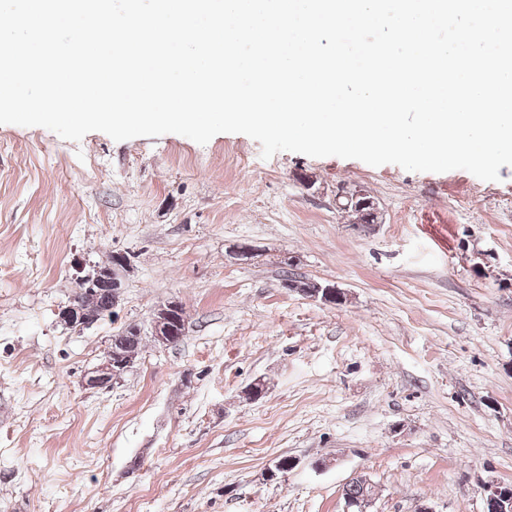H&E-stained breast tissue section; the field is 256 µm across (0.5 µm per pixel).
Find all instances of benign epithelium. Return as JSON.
I'll return each mask as SVG.
<instances>
[{
  "instance_id": "7a95c632",
  "label": "benign epithelium",
  "mask_w": 512,
  "mask_h": 512,
  "mask_svg": "<svg viewBox=\"0 0 512 512\" xmlns=\"http://www.w3.org/2000/svg\"><path fill=\"white\" fill-rule=\"evenodd\" d=\"M130 267V261L122 253H112L107 260L93 267L80 277L79 283L85 287L88 295H97L103 291L112 292V305L104 310L85 308L70 302L58 313L59 322L71 328L84 329L94 325L102 318L112 314L121 294L122 281L120 271ZM302 295L319 299L324 303L343 302V293L332 285L312 282L298 289ZM187 333L186 318L181 316L178 301L170 298L158 305L151 315L150 336L159 347H167ZM136 355L126 352V344H109L105 356L96 367L88 370L82 377V385L91 388H108L121 380L125 372L134 364ZM483 496L497 501L501 512H512V485L497 481L486 482L482 486Z\"/></svg>"
}]
</instances>
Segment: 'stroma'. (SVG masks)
I'll list each match as a JSON object with an SVG mask.
<instances>
[{
	"instance_id": "35a3bbf8",
	"label": "stroma",
	"mask_w": 512,
	"mask_h": 512,
	"mask_svg": "<svg viewBox=\"0 0 512 512\" xmlns=\"http://www.w3.org/2000/svg\"><path fill=\"white\" fill-rule=\"evenodd\" d=\"M499 175L0 125V512H346L359 474L372 512H483L482 485L512 483V166ZM356 187L381 223L342 210ZM113 252L130 259L113 315L65 328L80 270ZM291 274L346 300L290 291ZM174 296L183 340L83 387ZM283 456L295 467L267 479ZM119 340L129 342L127 336H112L105 356L96 367L88 370L82 377V385L86 388H108L120 381L125 372L134 364L137 354L126 352V343L114 342Z\"/></svg>"
}]
</instances>
